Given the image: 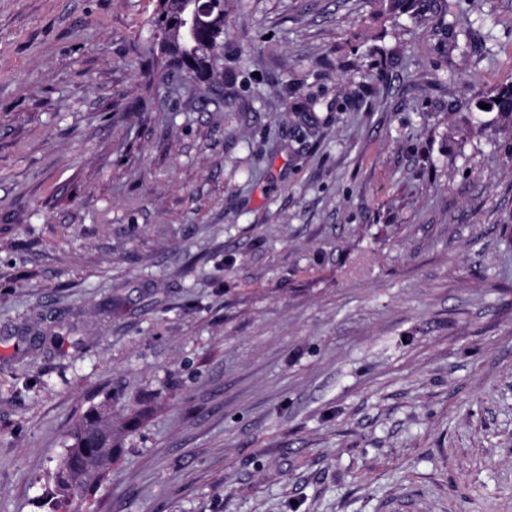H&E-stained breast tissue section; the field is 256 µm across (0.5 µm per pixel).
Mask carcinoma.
<instances>
[{
    "label": "carcinoma",
    "mask_w": 512,
    "mask_h": 512,
    "mask_svg": "<svg viewBox=\"0 0 512 512\" xmlns=\"http://www.w3.org/2000/svg\"><path fill=\"white\" fill-rule=\"evenodd\" d=\"M188 0H168L166 11L154 12L149 23L152 30L167 35L161 58L159 43L152 41L148 47V61L144 73L148 74L153 62H162L163 67L179 71L193 63L189 78L199 83H210L220 73L224 57L218 56L211 62H205L198 53L202 39L210 36L213 30L224 31V0H216L211 5L214 29L196 32L192 35L180 30L181 18L187 9ZM385 12L396 19L405 13L412 16L415 24L422 23L421 15L416 12V0H383ZM493 98L499 100L497 120L501 124L512 126V86L494 91ZM151 414L146 408L131 415L124 423L116 427L105 405L93 406L71 426L67 438L69 444L66 453L52 473V486L48 497L51 512H81L86 495L95 490L107 477L106 469L123 453L124 437L139 428Z\"/></svg>",
    "instance_id": "1"
}]
</instances>
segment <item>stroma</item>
I'll return each mask as SVG.
<instances>
[{"instance_id":"1","label":"stroma","mask_w":512,"mask_h":512,"mask_svg":"<svg viewBox=\"0 0 512 512\" xmlns=\"http://www.w3.org/2000/svg\"><path fill=\"white\" fill-rule=\"evenodd\" d=\"M0 0V512L154 406L89 512H512V0ZM384 52L368 80L365 53ZM216 1L211 4L212 16L214 19L213 26L224 34V0ZM209 1H194L193 8L185 13L188 0H168L166 11L160 13L155 10L149 23L153 32H162L167 35V43L165 51L166 58H161V49L159 43L153 38L148 47V61L144 70L145 74H150L151 65L156 61L157 65L161 61L164 69L179 71L184 69L188 62L194 64L190 68L189 78L199 83H210L220 73L221 66L224 62V56L217 55L216 59L211 63H206L198 53V45L202 39L210 36L215 29L204 32H196L203 27L212 26V21L208 19ZM182 15H184L182 17ZM182 18V28L186 32H196L193 35L180 30ZM160 57V58H159Z\"/></svg>"}]
</instances>
